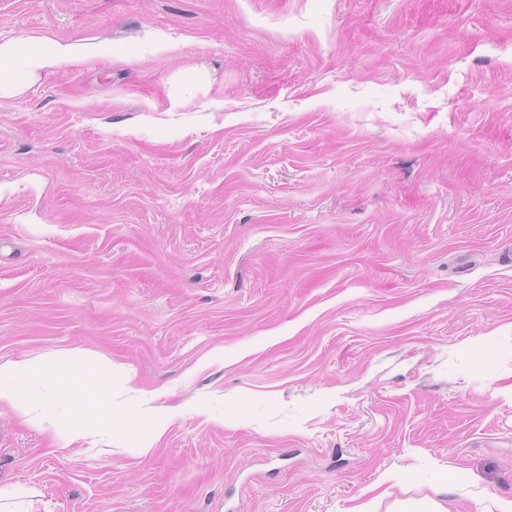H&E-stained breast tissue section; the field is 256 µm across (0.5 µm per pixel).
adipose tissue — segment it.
Segmentation results:
<instances>
[{"label":"adipose tissue","mask_w":512,"mask_h":512,"mask_svg":"<svg viewBox=\"0 0 512 512\" xmlns=\"http://www.w3.org/2000/svg\"><path fill=\"white\" fill-rule=\"evenodd\" d=\"M97 53L95 44L50 37L0 42V96L20 94L39 76L83 64ZM61 402L69 405L71 417L56 430L53 444L68 448L85 438L89 423L113 410L105 367L85 359L60 363L40 356L0 358V407H11L25 423L39 428Z\"/></svg>","instance_id":"obj_1"}]
</instances>
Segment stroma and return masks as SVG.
Here are the masks:
<instances>
[{"label": "stroma", "mask_w": 512, "mask_h": 512, "mask_svg": "<svg viewBox=\"0 0 512 512\" xmlns=\"http://www.w3.org/2000/svg\"><path fill=\"white\" fill-rule=\"evenodd\" d=\"M94 41L0 97V357L112 361V431L0 408L41 512L512 499V0H0ZM181 407L150 453L144 400Z\"/></svg>", "instance_id": "35a3bbf8"}]
</instances>
